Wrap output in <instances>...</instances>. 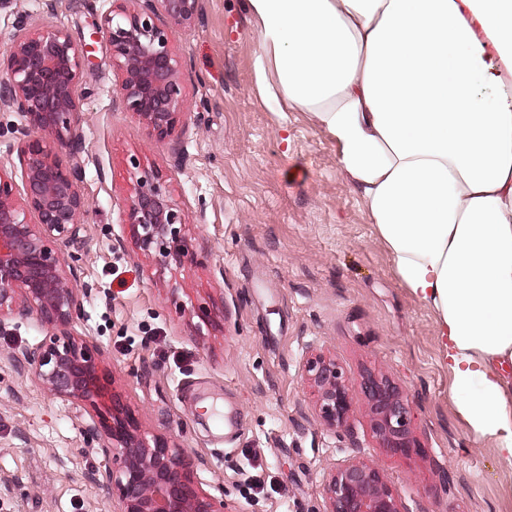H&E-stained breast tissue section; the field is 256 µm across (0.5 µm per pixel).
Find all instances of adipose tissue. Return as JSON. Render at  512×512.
I'll return each mask as SVG.
<instances>
[{
	"label": "adipose tissue",
	"instance_id": "obj_1",
	"mask_svg": "<svg viewBox=\"0 0 512 512\" xmlns=\"http://www.w3.org/2000/svg\"><path fill=\"white\" fill-rule=\"evenodd\" d=\"M256 89L334 139L433 312L458 414L512 462V0H241Z\"/></svg>",
	"mask_w": 512,
	"mask_h": 512
}]
</instances>
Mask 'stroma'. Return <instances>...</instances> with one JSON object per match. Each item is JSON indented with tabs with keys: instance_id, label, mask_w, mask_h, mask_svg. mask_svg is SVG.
I'll return each instance as SVG.
<instances>
[{
	"instance_id": "1",
	"label": "stroma",
	"mask_w": 512,
	"mask_h": 512,
	"mask_svg": "<svg viewBox=\"0 0 512 512\" xmlns=\"http://www.w3.org/2000/svg\"><path fill=\"white\" fill-rule=\"evenodd\" d=\"M110 6L7 0L0 58L22 26L58 25L88 50L79 188L93 203L80 231L90 291L73 332L101 348L144 429L196 455L202 488L235 512H323L324 481L352 460L382 469L400 512L446 500L455 512H512V463L458 416L435 317L399 285L335 141L258 95L259 44L240 0H201L195 24L175 29L187 112L162 141L116 97L98 31ZM135 159L162 173L188 215L196 262L162 273L136 248ZM43 336L32 318L0 326V512H105L87 479L103 459L82 405L43 392L7 357ZM317 351L351 386L352 411L334 431L302 373ZM369 371L399 381L414 405L411 459L387 456L372 436L359 389Z\"/></svg>"
}]
</instances>
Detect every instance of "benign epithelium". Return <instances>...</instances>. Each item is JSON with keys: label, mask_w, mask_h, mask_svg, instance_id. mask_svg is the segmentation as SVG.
Here are the masks:
<instances>
[{"label": "benign epithelium", "mask_w": 512, "mask_h": 512, "mask_svg": "<svg viewBox=\"0 0 512 512\" xmlns=\"http://www.w3.org/2000/svg\"><path fill=\"white\" fill-rule=\"evenodd\" d=\"M200 0H115L100 29L110 47L117 96L159 140L172 135L185 108L182 61L171 44L166 16L187 28ZM84 53L68 32L19 29L0 73V110L19 113L13 147L25 179L22 200L12 177L0 169V323L35 318L47 329L38 343L12 355L15 366L49 394L83 403L86 434L106 461L90 479L108 496V512H226L196 480L200 461L187 449L142 429L139 418L112 388L101 367L102 350L73 324L82 315L80 284L85 257L81 226L89 201L79 190L82 152L78 87ZM68 151L70 163L58 159ZM128 221L135 245L161 271L195 258L187 218L157 171L131 162ZM323 423L344 425L352 406L349 385L336 359L310 355L302 366ZM360 389L372 436L390 456L410 458L418 448L414 411L403 386L386 374L367 375ZM324 512H400L398 496L380 468L351 461L326 478Z\"/></svg>", "instance_id": "7a95c632"}]
</instances>
